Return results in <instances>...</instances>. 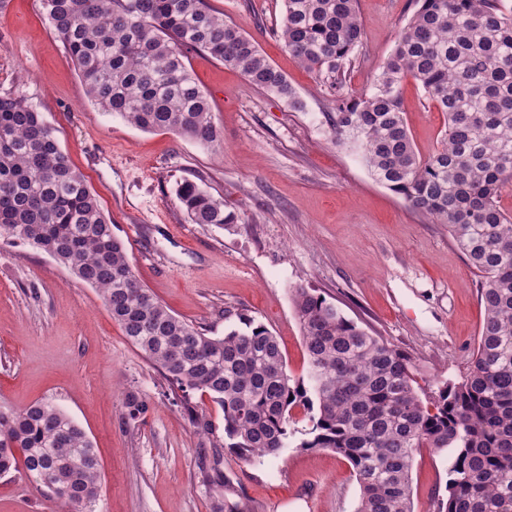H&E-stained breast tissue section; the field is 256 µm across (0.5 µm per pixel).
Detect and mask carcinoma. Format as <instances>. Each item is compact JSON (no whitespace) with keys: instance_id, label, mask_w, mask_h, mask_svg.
Segmentation results:
<instances>
[{"instance_id":"1","label":"carcinoma","mask_w":512,"mask_h":512,"mask_svg":"<svg viewBox=\"0 0 512 512\" xmlns=\"http://www.w3.org/2000/svg\"><path fill=\"white\" fill-rule=\"evenodd\" d=\"M276 37L336 95L338 145L363 153L372 176L448 233L481 274L484 316L468 376L417 394L409 359L308 289H292L307 352L286 368L275 336L250 316L208 336L169 312L137 278L85 177L55 130L22 100L0 96V236L42 250L98 289L124 336L176 389L209 396L224 415V447L242 461L286 447L292 410L311 426L300 443L352 465L357 512H413L411 471L422 448L452 449L440 512H512V214L498 205L512 182V7L502 0H416L394 50L362 97L343 96L362 39L356 0H282ZM87 96L145 132L222 147L209 98L186 54L201 51L255 86L305 109L286 75L206 0H41ZM448 117L444 144L424 159L401 107L404 78ZM193 224L237 223L224 200L186 181L177 191ZM195 433L215 436L207 416ZM23 469L73 512L101 492L97 449L50 401L0 408V475Z\"/></svg>"}]
</instances>
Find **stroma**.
Returning <instances> with one entry per match:
<instances>
[{
	"instance_id": "stroma-1",
	"label": "stroma",
	"mask_w": 512,
	"mask_h": 512,
	"mask_svg": "<svg viewBox=\"0 0 512 512\" xmlns=\"http://www.w3.org/2000/svg\"><path fill=\"white\" fill-rule=\"evenodd\" d=\"M284 72L306 104L277 95L199 51L186 64L208 95L223 137L218 151L169 132H144L89 101L74 63L39 0L0 6V95L42 113L60 147L96 194L142 284L168 310L210 336L246 314L276 336L288 371L306 368L291 290L308 288L412 363L421 398L469 372L483 318L480 278L448 234L374 179L359 150L332 139L327 88L272 33L280 0H207ZM363 36L345 89L357 98L392 53L412 0H357ZM417 152L442 145L447 117L413 79L400 87ZM203 185L239 216L227 228L194 224L179 185ZM135 393L147 405L130 418ZM48 400L98 450L96 512H356L351 464L300 443L309 421L294 409L286 448L244 462L198 437L188 408L223 427L222 411L198 392L173 390L124 336L99 291L43 251L0 238V407ZM452 451L421 449L411 471L414 512H437ZM223 472L226 488L211 481ZM0 512H69L23 471L0 476Z\"/></svg>"
}]
</instances>
